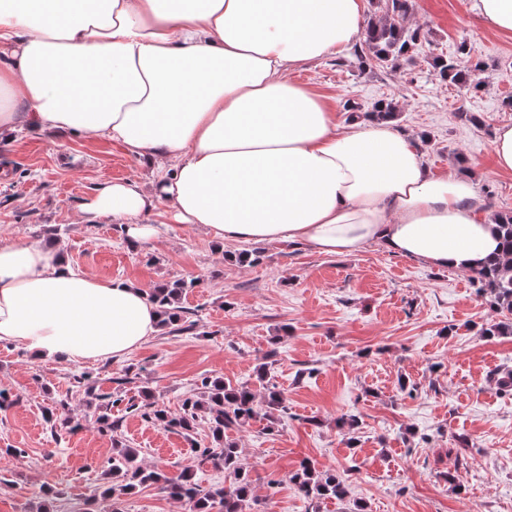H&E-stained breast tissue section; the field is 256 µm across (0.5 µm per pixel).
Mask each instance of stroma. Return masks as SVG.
<instances>
[{
  "instance_id": "obj_1",
  "label": "stroma",
  "mask_w": 512,
  "mask_h": 512,
  "mask_svg": "<svg viewBox=\"0 0 512 512\" xmlns=\"http://www.w3.org/2000/svg\"><path fill=\"white\" fill-rule=\"evenodd\" d=\"M411 4L403 22L423 39L396 64L370 68L347 49L290 78L323 96L343 125L395 102L393 127L412 138L423 166L437 176L459 166L483 210L512 213V171L496 170L492 155L495 130L512 125V33L489 32L467 0ZM464 43L474 56L460 54ZM438 55L476 69L481 88L442 80ZM168 172L91 135L0 141V240H54L74 268L144 289L188 281L181 304L194 323L159 328L123 360L83 368L0 345V390L15 399L0 409V512H36L46 499L52 512H189L149 484L105 496L110 460L120 442L171 480L189 471L202 486L223 483V470L198 460L214 445L208 420L185 435L119 404L111 435L99 429L98 398L175 414L205 377L257 392L273 384L286 399L275 427L259 418L227 432L255 481L253 512H512V391L497 384L512 369V335L479 334L511 313L492 307L469 273L375 244L349 257L282 241L219 245L160 212L145 218L154 235L133 244L112 220L79 222L77 203L102 181L145 186ZM241 252L258 262L238 264ZM82 371L88 386H74ZM127 373L134 383H123ZM62 399L65 418L47 421ZM349 416L360 421L352 432L338 425ZM304 462L335 471L345 501L301 496L288 477Z\"/></svg>"
}]
</instances>
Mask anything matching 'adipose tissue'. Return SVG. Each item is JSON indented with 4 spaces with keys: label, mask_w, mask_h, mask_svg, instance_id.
I'll list each match as a JSON object with an SVG mask.
<instances>
[{
    "label": "adipose tissue",
    "mask_w": 512,
    "mask_h": 512,
    "mask_svg": "<svg viewBox=\"0 0 512 512\" xmlns=\"http://www.w3.org/2000/svg\"><path fill=\"white\" fill-rule=\"evenodd\" d=\"M362 0H0V136L91 134L173 172L106 181L82 222L127 238L166 206L216 242L291 241L349 256L369 244L467 272L501 253L467 175L433 176L385 123L342 127L291 70L351 47ZM161 314L135 285L89 276L60 246L0 242V343L36 359L119 360Z\"/></svg>",
    "instance_id": "adipose-tissue-1"
}]
</instances>
